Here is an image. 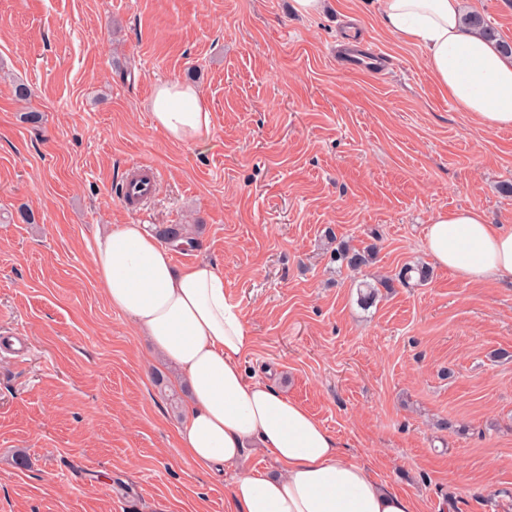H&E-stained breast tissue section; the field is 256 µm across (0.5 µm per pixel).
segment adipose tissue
<instances>
[{
    "mask_svg": "<svg viewBox=\"0 0 512 512\" xmlns=\"http://www.w3.org/2000/svg\"><path fill=\"white\" fill-rule=\"evenodd\" d=\"M379 3L383 25L421 50L459 111L488 129L512 128V55L463 24L461 0ZM151 118L169 140L207 148L211 109L197 87L178 79L157 84ZM425 248L437 266L461 278L512 283V225L487 223L479 208L437 213ZM89 252L109 305L131 318L188 385L179 445L203 472L233 471L234 512H417L410 496L347 460L303 405L246 377L242 361L256 339L217 265L199 260L176 268L172 247L141 224L110 226ZM251 444L270 452L278 475L238 470Z\"/></svg>",
    "mask_w": 512,
    "mask_h": 512,
    "instance_id": "obj_1",
    "label": "adipose tissue"
}]
</instances>
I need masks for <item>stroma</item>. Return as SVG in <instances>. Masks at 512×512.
I'll return each instance as SVG.
<instances>
[{"instance_id":"obj_1","label":"stroma","mask_w":512,"mask_h":512,"mask_svg":"<svg viewBox=\"0 0 512 512\" xmlns=\"http://www.w3.org/2000/svg\"><path fill=\"white\" fill-rule=\"evenodd\" d=\"M293 6L0 0V512H228L229 480L177 443L186 385L97 287L86 243L108 224L188 227L174 263L223 269L256 338L246 376L421 512H512V284L424 245L448 209L512 224V129L458 111L378 0ZM464 9L512 44V0ZM350 27L383 72L338 63ZM172 78L211 107L206 151L152 123ZM134 164L162 173L137 211L114 193ZM342 243L374 255L348 269ZM407 265L431 275L403 282Z\"/></svg>"}]
</instances>
